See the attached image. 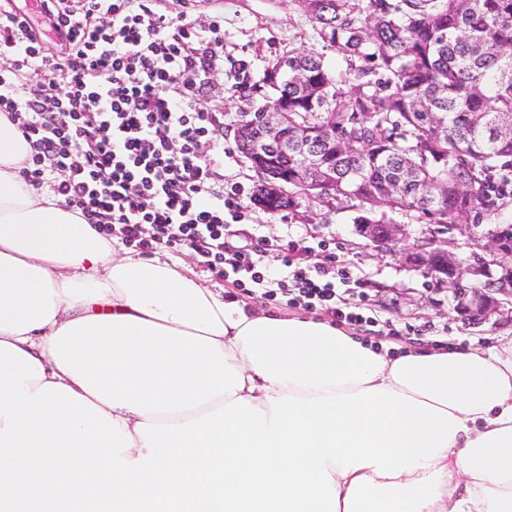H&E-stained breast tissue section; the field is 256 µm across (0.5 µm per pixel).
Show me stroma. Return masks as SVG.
<instances>
[{
  "label": "stroma",
  "instance_id": "35a3bbf8",
  "mask_svg": "<svg viewBox=\"0 0 512 512\" xmlns=\"http://www.w3.org/2000/svg\"><path fill=\"white\" fill-rule=\"evenodd\" d=\"M197 10L203 16L224 19V70L215 74L200 103L223 113L225 124H232L245 107L240 91L242 82L259 81L269 59L275 56L320 49L334 71L341 73L346 69L344 59L334 50L322 49L311 23L294 0H203ZM257 181L256 172L237 151L232 137H225L224 183L241 189V203L248 213L247 219L233 224L227 233V247L265 244L264 262L273 271L280 268L275 260L278 249L291 241L302 246L296 255V263L301 267L315 265L325 252H334L336 268L349 274L348 285L360 296L358 311L367 318L366 324L350 326L352 335L392 354L411 348L439 351L512 341V319L494 314L479 325L465 323L446 286L408 269L394 254L367 246L354 233L355 211L345 203L301 195L296 208L269 213L251 202ZM202 279L258 310L316 320L332 318L330 312L318 306L270 301L208 273Z\"/></svg>",
  "mask_w": 512,
  "mask_h": 512
}]
</instances>
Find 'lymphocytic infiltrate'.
Returning a JSON list of instances; mask_svg holds the SVG:
<instances>
[{"instance_id":"f902f5d3","label":"lymphocytic infiltrate","mask_w":512,"mask_h":512,"mask_svg":"<svg viewBox=\"0 0 512 512\" xmlns=\"http://www.w3.org/2000/svg\"><path fill=\"white\" fill-rule=\"evenodd\" d=\"M66 53L28 13L0 0V116L29 147L21 174L140 253L190 251L197 266L247 293L322 306L350 323L334 255L314 269L278 256L272 277L253 249L226 250L245 218L224 186V123L198 98L224 68V21L170 12L167 0H40ZM38 83H31V76Z\"/></svg>"}]
</instances>
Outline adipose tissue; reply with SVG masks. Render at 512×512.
Here are the masks:
<instances>
[{
  "mask_svg": "<svg viewBox=\"0 0 512 512\" xmlns=\"http://www.w3.org/2000/svg\"><path fill=\"white\" fill-rule=\"evenodd\" d=\"M0 118V512H512V358L390 355L118 253Z\"/></svg>",
  "mask_w": 512,
  "mask_h": 512,
  "instance_id": "obj_1",
  "label": "adipose tissue"
}]
</instances>
